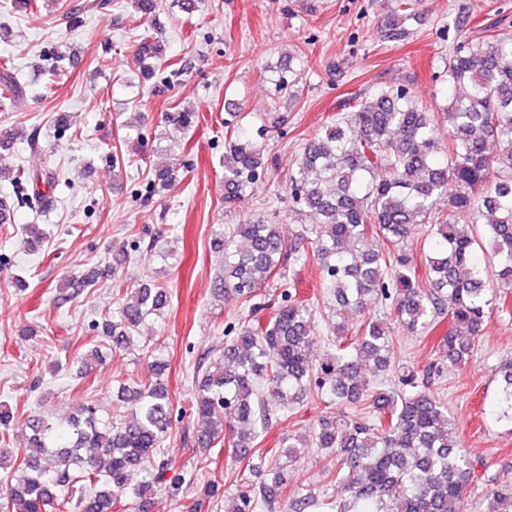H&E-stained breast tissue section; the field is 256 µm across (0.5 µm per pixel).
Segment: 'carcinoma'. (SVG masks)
I'll return each mask as SVG.
<instances>
[{
  "instance_id": "1",
  "label": "carcinoma",
  "mask_w": 512,
  "mask_h": 512,
  "mask_svg": "<svg viewBox=\"0 0 512 512\" xmlns=\"http://www.w3.org/2000/svg\"><path fill=\"white\" fill-rule=\"evenodd\" d=\"M416 19L402 3L379 28V37L398 41L404 24ZM455 48L448 62V104L426 111L401 86L380 89L305 144L288 173L293 201L313 217L306 235L285 241L276 224H238L220 239L224 272L218 289L254 314L276 304L266 322L241 317L224 328V345L195 362L188 411L206 422L181 445L207 452L226 442L246 463L238 492L224 512L275 509L293 480L288 464L302 448L336 454L331 481L336 496L308 493L292 500V512H463L474 469L460 448L448 407L430 390L442 372L433 363L418 372L394 360L391 326L425 335L446 313L448 334L437 343L439 360L467 362L479 346L493 297L512 289V36L494 33ZM144 79L169 62L160 41L147 35L130 45ZM24 85L9 58L0 60V96L19 97ZM199 116L172 107L165 124L188 130ZM448 127L440 143L438 126ZM224 203L259 187L267 174L263 151L239 126L224 118ZM498 151H489L490 145ZM42 211L54 207L57 180L50 170L0 167ZM174 181L168 168L155 171L148 193ZM418 224L429 243L424 273L416 277L403 244ZM127 251L112 254L118 314L105 316L103 332L117 345L129 344L151 315L168 303V288L149 280L130 288L119 276ZM315 261L321 288L336 306L362 313L381 302L388 316L367 319L351 330L333 326L332 349L312 357L318 339L316 316L287 292L288 266ZM152 358L148 379L122 385L118 400L126 415H104L94 405L78 416L56 420L39 412L22 422L0 408V462L14 472L0 491V512H114L129 497L149 512L151 495L165 482L166 441L176 427L165 360L143 343ZM492 402L496 419L512 423V360L499 367ZM279 401L274 416L268 398ZM368 411L366 416L319 415L306 437L282 435L275 448L261 444L268 430L295 405L321 402ZM20 427L24 447H11ZM262 473L255 483L251 476ZM209 483L195 498H182L181 512H198L200 500L219 495ZM485 512H512V486H493Z\"/></svg>"
}]
</instances>
